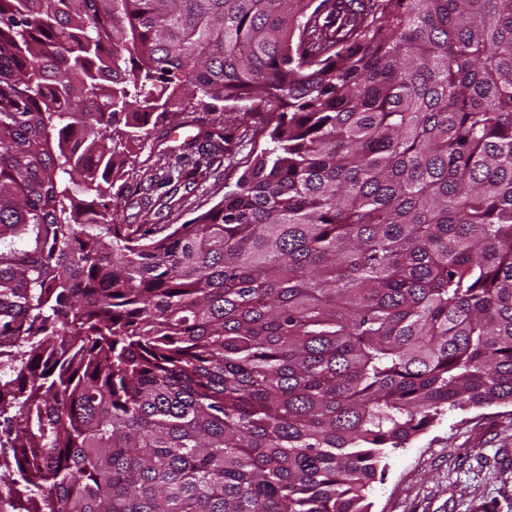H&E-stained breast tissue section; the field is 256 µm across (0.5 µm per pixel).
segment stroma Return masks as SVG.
Here are the masks:
<instances>
[{"mask_svg":"<svg viewBox=\"0 0 512 512\" xmlns=\"http://www.w3.org/2000/svg\"><path fill=\"white\" fill-rule=\"evenodd\" d=\"M215 118L173 104L165 122L149 125L128 160L133 188L117 203L121 223L181 224L222 200L225 184L249 164L247 154H239L237 165H220L204 187L178 188L179 204L148 182L161 150L179 147ZM368 500L371 512H512V405L443 412L432 428L389 454Z\"/></svg>","mask_w":512,"mask_h":512,"instance_id":"1","label":"stroma"}]
</instances>
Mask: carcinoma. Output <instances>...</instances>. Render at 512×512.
<instances>
[{"label":"carcinoma","mask_w":512,"mask_h":512,"mask_svg":"<svg viewBox=\"0 0 512 512\" xmlns=\"http://www.w3.org/2000/svg\"><path fill=\"white\" fill-rule=\"evenodd\" d=\"M269 138L123 224L165 108ZM512 404V0H0V512H369ZM168 112L170 114L165 122H160L158 125H154L157 114L155 113L150 125L145 128L148 129L147 134L129 157L126 170H129L132 178V190L129 193L126 192L117 203L115 200H113L114 203L112 201V205L117 207L118 218L123 224H143L145 218L151 219L153 224H183L222 200L224 184H233L252 160V157L247 156L250 148L248 146L237 156L239 160L237 165L227 167V161L221 162L215 176L206 184V187L193 189V185H189V188L187 185L185 189L182 184L178 187L175 196V200L183 196L181 206L175 202H169V195H166L165 191L170 187L147 190L150 183L147 179L150 174L162 173V171H155L165 162V159L159 161L160 151L179 148L184 141L191 139L197 133L199 126L212 123L224 113L206 112L203 108L197 112H184L176 104L170 105ZM149 209L151 210L149 217H145Z\"/></svg>","instance_id":"obj_1"}]
</instances>
